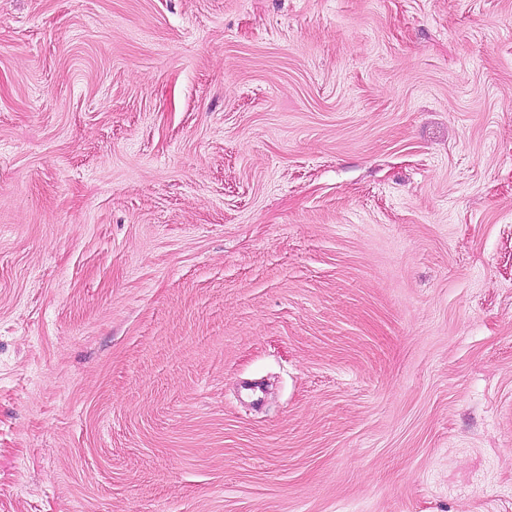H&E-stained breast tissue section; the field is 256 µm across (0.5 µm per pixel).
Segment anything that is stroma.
<instances>
[{"label":"stroma","mask_w":512,"mask_h":512,"mask_svg":"<svg viewBox=\"0 0 512 512\" xmlns=\"http://www.w3.org/2000/svg\"><path fill=\"white\" fill-rule=\"evenodd\" d=\"M0 512H512V0H0Z\"/></svg>","instance_id":"1"}]
</instances>
